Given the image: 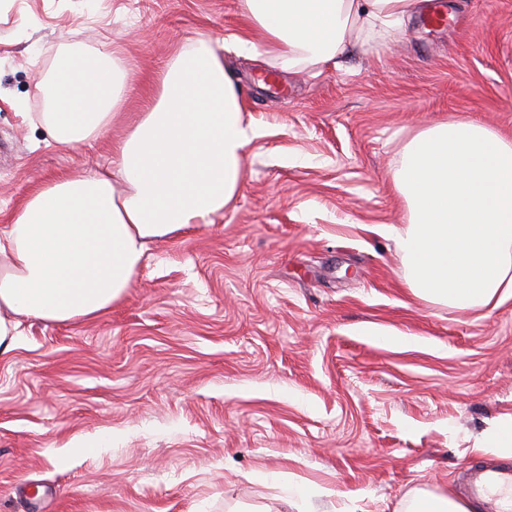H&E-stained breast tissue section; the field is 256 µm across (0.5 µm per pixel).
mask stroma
Here are the masks:
<instances>
[{
    "label": "stroma",
    "instance_id": "1",
    "mask_svg": "<svg viewBox=\"0 0 512 512\" xmlns=\"http://www.w3.org/2000/svg\"><path fill=\"white\" fill-rule=\"evenodd\" d=\"M450 21L433 28L431 10ZM223 43L256 136L223 214L151 242L121 300L26 318L0 357V512H299L279 482L329 488L312 512L466 498L476 445L512 415V299L415 297L396 233L405 144L448 120L512 138V0H425L338 66L280 70L240 0H0V212L107 165L147 93L198 39ZM120 50L127 102L72 151L47 145L35 84L70 45ZM421 338L403 349L361 326ZM112 437L110 447L70 444Z\"/></svg>",
    "mask_w": 512,
    "mask_h": 512
}]
</instances>
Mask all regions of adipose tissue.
I'll list each match as a JSON object with an SVG mask.
<instances>
[{
  "instance_id": "1",
  "label": "adipose tissue",
  "mask_w": 512,
  "mask_h": 512,
  "mask_svg": "<svg viewBox=\"0 0 512 512\" xmlns=\"http://www.w3.org/2000/svg\"><path fill=\"white\" fill-rule=\"evenodd\" d=\"M422 0H241L264 33L243 51L281 70L323 65L352 36L401 29ZM36 89L54 145L100 138L126 100L124 64L110 46L71 47ZM240 88L218 46L180 52L147 112L112 150V169L44 183L0 225V353L20 317H92L124 295L147 244L211 223L235 198L247 146ZM394 182L408 209L398 245L413 295L459 309L512 298V141L471 121L440 122L405 146Z\"/></svg>"
}]
</instances>
